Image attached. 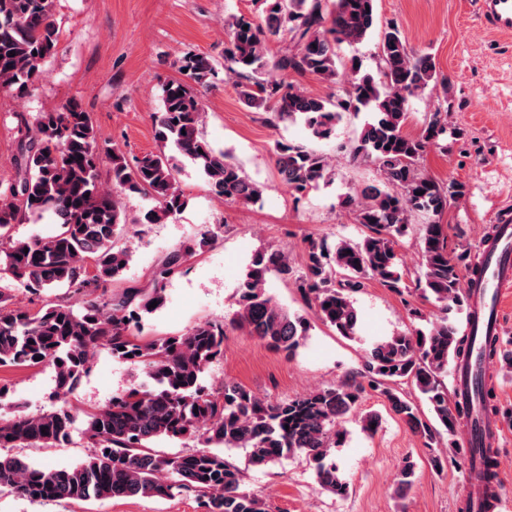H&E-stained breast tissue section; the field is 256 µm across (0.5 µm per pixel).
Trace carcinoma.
<instances>
[{"instance_id": "carcinoma-1", "label": "carcinoma", "mask_w": 512, "mask_h": 512, "mask_svg": "<svg viewBox=\"0 0 512 512\" xmlns=\"http://www.w3.org/2000/svg\"><path fill=\"white\" fill-rule=\"evenodd\" d=\"M375 2L335 0L329 11L324 0H255L258 17L224 19V69L237 76L240 98L265 113L269 126L300 121L318 141L336 135L343 113L373 112V121L346 150L354 161L375 164L385 183L383 189L370 187L343 201L356 210L358 223L368 234L359 242L341 241L333 247L323 238L307 240L302 275L295 276L288 254L279 248L255 252L238 288V310L231 324L293 356L310 325L284 308L267 288L272 278L293 279L303 301L324 323L346 338L355 336L359 315L349 293L369 276L401 292L397 238L412 214L427 215L421 240V293L442 305L443 315L426 331L400 333L373 344L360 377L368 379L390 411L423 440L431 468L440 471L448 462V456L437 451L443 434L455 435L461 424L472 430L478 417L488 419L498 409L492 374L478 372L473 392L452 403L440 380L451 362L468 366L473 338L448 320V306H464L467 296L460 288L458 262L448 253L444 225L438 221L448 203L463 195L464 184L454 179L439 184L420 168L426 148L448 135L447 113H431L416 137L404 131L410 100L438 81L436 63L428 54H410L404 33L388 26L378 43V74L361 71L360 61L351 59L347 86L334 100L308 94L292 83L263 79L272 68L336 83V46L367 37L376 23ZM53 6L54 0H0L1 91L28 95L43 62L56 52L60 31ZM274 41L285 42L275 55L270 48ZM176 66L184 79L163 85L162 109L154 116L161 150L130 161L119 148H112L108 186L101 181L97 132L80 103L73 101L21 122L16 178L0 193V367H53L54 395L61 405L49 413H22L9 389L0 386V410L6 413L0 417V447H60L72 442L79 420L70 398L90 372V352L96 348L145 363L152 384L131 387L103 408L84 413L77 430L92 453L78 465L38 466L23 457L0 455V489L35 501L68 503L193 495L205 512H266L262 500L243 488L242 471L224 459L223 449L242 448L254 467L303 454L314 463L319 488L344 497L349 483L329 456L342 435L339 420L357 414L360 382L348 380L268 402L242 386L206 385L207 371L224 357V324L205 321L185 333L148 341L131 332L142 314L155 312L151 302L159 308L164 305V281L196 250L213 244L221 226L207 228L194 244L169 253L155 271L152 292L126 288L118 297L107 294V284L119 278L130 257L120 245L131 224L123 200L140 195L151 202L136 220L141 225L164 224L187 207L173 156L165 148L173 147L189 161L218 197L248 204L263 194L262 185L204 136L205 110L195 88L210 85L216 60L185 55ZM273 159L281 182L297 194L331 174L328 157L306 146L277 141ZM29 212L51 214L53 232L14 238L20 215ZM14 288L39 298L65 288L82 300H45L36 310L15 307L10 303ZM482 341L488 364L503 359L512 365V352L503 349L501 338L487 335ZM405 381L419 391L434 420L424 418L416 401L401 390ZM359 423L372 433L379 417L362 413ZM196 434L205 443L201 449L176 456L154 450L160 440ZM476 451L490 509L499 496L497 449L482 445ZM169 474L175 479L168 480ZM414 477L415 463L407 458L399 469V487H411Z\"/></svg>"}]
</instances>
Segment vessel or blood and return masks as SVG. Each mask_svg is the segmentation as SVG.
<instances>
[{
	"instance_id": "1",
	"label": "vessel or blood",
	"mask_w": 512,
	"mask_h": 512,
	"mask_svg": "<svg viewBox=\"0 0 512 512\" xmlns=\"http://www.w3.org/2000/svg\"><path fill=\"white\" fill-rule=\"evenodd\" d=\"M481 15L493 30L512 33V0H481ZM487 267L480 287L472 289V305L476 312L474 333L500 335V306L504 292L512 287V225H503L495 243L487 245L482 253ZM479 435H467L469 452L466 456L468 470L479 468L477 445L488 444L497 439L496 422L483 419L479 422Z\"/></svg>"
}]
</instances>
